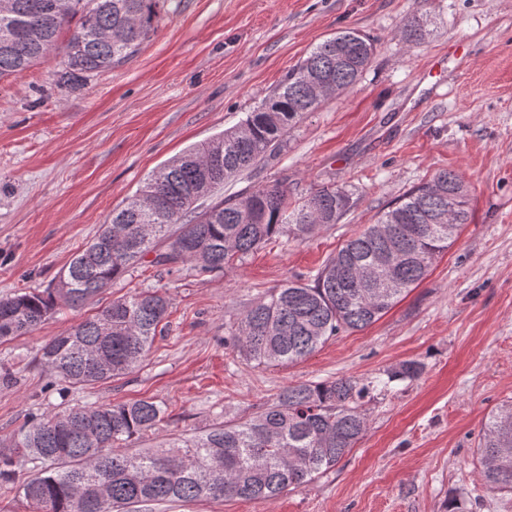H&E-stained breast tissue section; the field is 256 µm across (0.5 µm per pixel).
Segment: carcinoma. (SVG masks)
Listing matches in <instances>:
<instances>
[{"instance_id":"cac0c4a2","label":"carcinoma","mask_w":512,"mask_h":512,"mask_svg":"<svg viewBox=\"0 0 512 512\" xmlns=\"http://www.w3.org/2000/svg\"><path fill=\"white\" fill-rule=\"evenodd\" d=\"M168 0H0V78L19 77L61 55L59 80L90 76L130 60L157 30ZM70 35L64 45L59 37ZM374 55L354 29L316 45L273 95L238 125L197 143L158 167L98 235L42 292L0 297V341L44 323L63 302L95 299L135 265L220 272L283 235L308 237L337 224L353 206L343 186L326 185L297 204L281 183L260 186L203 208L239 173L276 153L288 130L326 98L354 88ZM454 223H448V216ZM467 194L441 171L403 195L363 232L349 238L309 283L288 282L253 305L231 336L233 349L258 365L297 362L341 331L361 330L422 281L468 223ZM394 259L392 282L380 267ZM170 299L151 289L115 300L52 338L42 349L50 375L94 385L142 362L164 331ZM410 360L387 373L412 380ZM351 378L286 387L257 415L218 426L192 441L125 453L116 445L161 422L153 400L65 409L30 418L0 450V489L16 469L41 464L23 495L32 512H123L133 505L226 497L272 500L336 465L367 429ZM480 478L492 491L512 490V404L491 413L478 448Z\"/></svg>"}]
</instances>
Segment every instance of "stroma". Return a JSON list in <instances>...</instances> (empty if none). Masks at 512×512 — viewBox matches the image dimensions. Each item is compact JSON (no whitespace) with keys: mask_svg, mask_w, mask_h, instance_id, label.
I'll use <instances>...</instances> for the list:
<instances>
[{"mask_svg":"<svg viewBox=\"0 0 512 512\" xmlns=\"http://www.w3.org/2000/svg\"><path fill=\"white\" fill-rule=\"evenodd\" d=\"M411 19L420 41L405 37ZM346 28L376 45L354 89L305 114L278 154L219 194L280 182L299 200L334 184L351 190V210L218 273L138 265L99 304L59 305L0 342V440L32 415L150 398L164 419L129 448H154L246 420L287 386L367 383L415 360L417 378L370 390L365 435L311 482L272 500L132 512H512V493L487 490L477 462L488 416L512 401V0H171L157 32L112 70L64 86L54 54L1 79L0 297L47 288L153 170L237 125ZM443 170L463 180L470 222L383 317L289 365L258 366L225 345L252 305L313 279L348 238ZM147 288L171 308L145 360L91 386L52 384L42 347Z\"/></svg>","mask_w":512,"mask_h":512,"instance_id":"stroma-1","label":"stroma"}]
</instances>
